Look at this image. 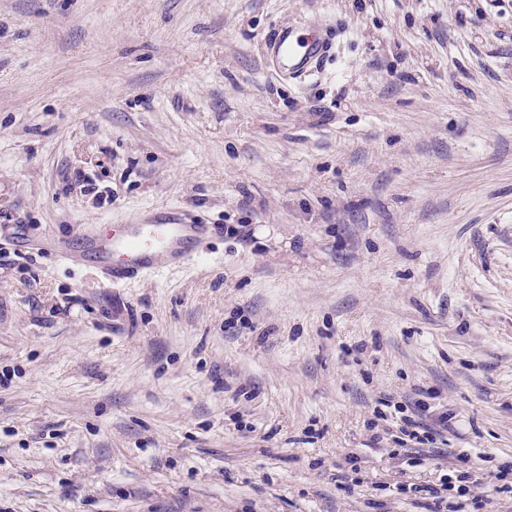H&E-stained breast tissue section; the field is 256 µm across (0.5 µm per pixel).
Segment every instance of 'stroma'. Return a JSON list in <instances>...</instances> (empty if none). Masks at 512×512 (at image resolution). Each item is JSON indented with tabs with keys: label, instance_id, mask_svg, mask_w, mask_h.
Segmentation results:
<instances>
[{
	"label": "stroma",
	"instance_id": "35a3bbf8",
	"mask_svg": "<svg viewBox=\"0 0 512 512\" xmlns=\"http://www.w3.org/2000/svg\"><path fill=\"white\" fill-rule=\"evenodd\" d=\"M161 212L223 231L14 259ZM417 400L512 466V0H0V512H427ZM268 46L277 64L294 76H301L317 67L331 50L326 39L302 40L296 31L289 28L278 29ZM217 224H198L170 216L144 224H91L77 244L69 239L26 240L32 250H52L66 263L94 266L104 283L124 284L160 268L195 261L206 240L219 231ZM416 408L419 419L422 420V413L427 411L426 407L422 406L421 402H416ZM416 420L415 418L404 419V426L402 432L409 438L410 441H414L415 444L426 445L427 443L433 444V437L427 431L423 422Z\"/></svg>",
	"mask_w": 512,
	"mask_h": 512
}]
</instances>
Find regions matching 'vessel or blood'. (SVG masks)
Segmentation results:
<instances>
[{
	"mask_svg": "<svg viewBox=\"0 0 512 512\" xmlns=\"http://www.w3.org/2000/svg\"><path fill=\"white\" fill-rule=\"evenodd\" d=\"M277 64L300 76L322 63L331 50L323 38L301 39L296 31L278 29L269 42ZM218 230L214 224L171 216L144 224H93L79 241L31 240L32 250H51L69 264L86 262L94 266L104 283L117 286L158 269L195 261L207 239Z\"/></svg>",
	"mask_w": 512,
	"mask_h": 512,
	"instance_id": "b4317fda",
	"label": "vessel or blood"
}]
</instances>
